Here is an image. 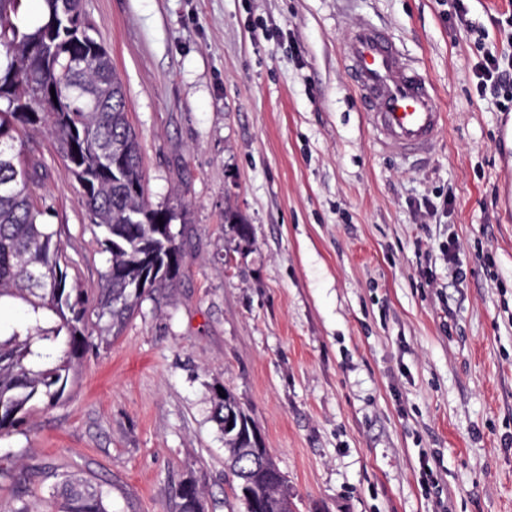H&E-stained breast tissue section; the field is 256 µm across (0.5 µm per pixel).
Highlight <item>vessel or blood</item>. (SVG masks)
Returning <instances> with one entry per match:
<instances>
[{
	"label": "vessel or blood",
	"mask_w": 512,
	"mask_h": 512,
	"mask_svg": "<svg viewBox=\"0 0 512 512\" xmlns=\"http://www.w3.org/2000/svg\"><path fill=\"white\" fill-rule=\"evenodd\" d=\"M344 57L379 148L404 159L430 156L446 114L434 83L420 66L385 30L369 23L351 30Z\"/></svg>",
	"instance_id": "obj_1"
}]
</instances>
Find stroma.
Wrapping results in <instances>:
<instances>
[{
	"mask_svg": "<svg viewBox=\"0 0 512 512\" xmlns=\"http://www.w3.org/2000/svg\"><path fill=\"white\" fill-rule=\"evenodd\" d=\"M111 52L152 203L188 206L176 288L90 352L57 404L0 435V503L51 512L63 476L112 512H244L213 418L249 409L294 512H512V121L481 90L512 0H81ZM383 27L448 116L426 162L384 154L343 57ZM30 138L68 278L108 255L52 139ZM239 210L253 241L224 263ZM453 243L455 260L441 248ZM434 481H423L424 471ZM177 497V509L179 512H204L202 492L193 480L181 484Z\"/></svg>",
	"mask_w": 512,
	"mask_h": 512,
	"instance_id": "1",
	"label": "stroma"
}]
</instances>
